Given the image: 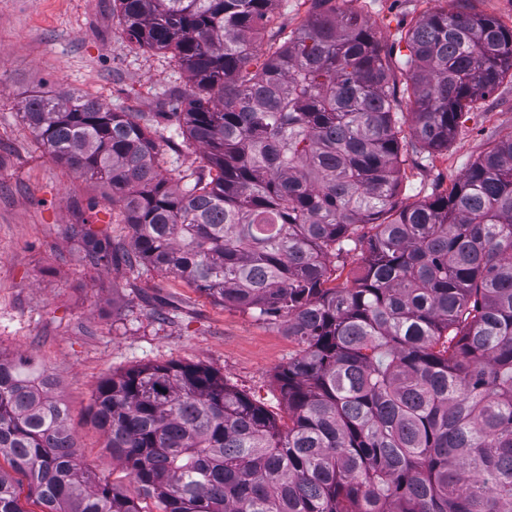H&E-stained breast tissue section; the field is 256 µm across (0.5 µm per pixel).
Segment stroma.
Returning <instances> with one entry per match:
<instances>
[{
  "label": "stroma",
  "instance_id": "obj_1",
  "mask_svg": "<svg viewBox=\"0 0 512 512\" xmlns=\"http://www.w3.org/2000/svg\"><path fill=\"white\" fill-rule=\"evenodd\" d=\"M446 0H336L362 15L385 47ZM312 0H276L255 40L249 68H262L279 30L299 28ZM188 82L167 52L129 42L112 0H0V356L27 355L53 374L77 444L107 481L133 492L112 461L90 406L99 382L144 364L205 367L287 424L275 375L301 346L285 319L214 302L184 279L146 265L93 263L73 224L129 241L120 206L103 182L52 158L24 116L33 95L78 93L132 113L160 152V171L184 183L205 164L203 150L167 130V112ZM512 136V78L466 112L447 149L430 152L403 124L402 183L409 206L442 192L497 142Z\"/></svg>",
  "mask_w": 512,
  "mask_h": 512
}]
</instances>
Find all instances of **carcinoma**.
<instances>
[{
  "label": "carcinoma",
  "mask_w": 512,
  "mask_h": 512,
  "mask_svg": "<svg viewBox=\"0 0 512 512\" xmlns=\"http://www.w3.org/2000/svg\"><path fill=\"white\" fill-rule=\"evenodd\" d=\"M274 2L114 0L128 41L187 73L171 116L208 174L181 186L131 113L73 94L25 105L36 143L124 209L127 248L70 226L90 261L119 255L284 317L302 344L276 374L288 424L206 368L145 364L96 389L105 448L162 512H512V137L447 191L396 201L401 124L448 148L512 73V28L458 7L424 16L399 90L362 16L313 0L252 73ZM53 386L33 358L0 357V457L41 512H142L81 462ZM0 512H26L1 470Z\"/></svg>",
  "instance_id": "obj_1"
}]
</instances>
